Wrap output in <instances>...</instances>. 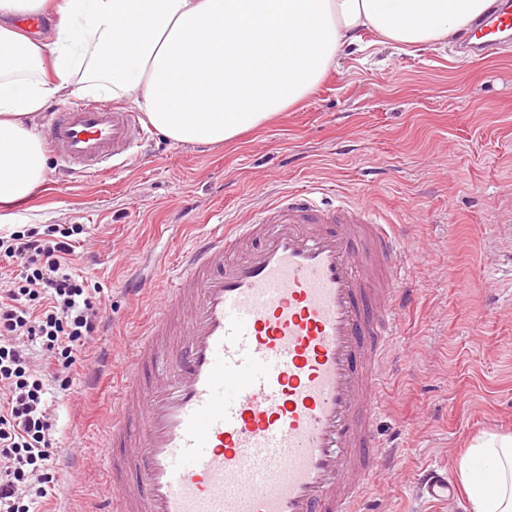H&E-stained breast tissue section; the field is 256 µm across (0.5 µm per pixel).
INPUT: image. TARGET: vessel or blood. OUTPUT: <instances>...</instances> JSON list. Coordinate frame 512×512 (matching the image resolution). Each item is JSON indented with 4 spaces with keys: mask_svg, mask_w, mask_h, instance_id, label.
I'll list each match as a JSON object with an SVG mask.
<instances>
[{
    "mask_svg": "<svg viewBox=\"0 0 512 512\" xmlns=\"http://www.w3.org/2000/svg\"><path fill=\"white\" fill-rule=\"evenodd\" d=\"M512 40V5L473 24L463 50ZM44 140L65 169L96 174L142 141L139 113L78 101ZM405 241L372 204L290 191L242 224L201 234L132 295L162 296L100 444L110 496L92 512H364L387 452L376 436L383 374L414 301ZM430 498L447 476L423 474Z\"/></svg>",
    "mask_w": 512,
    "mask_h": 512,
    "instance_id": "obj_1",
    "label": "vessel or blood"
}]
</instances>
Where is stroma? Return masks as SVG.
I'll return each mask as SVG.
<instances>
[{
	"label": "stroma",
	"instance_id": "obj_1",
	"mask_svg": "<svg viewBox=\"0 0 512 512\" xmlns=\"http://www.w3.org/2000/svg\"><path fill=\"white\" fill-rule=\"evenodd\" d=\"M343 50L317 89L234 142L179 145L149 131L101 175L46 179L21 204L32 226L77 224L72 272L97 289L106 325L69 390L51 382L53 486L34 512H87L106 493L99 436L137 334L156 300L130 297L160 253L218 224H239L283 190L319 184L325 203L369 200L407 239L416 298L398 325L384 383L383 443H398L367 493L374 512H465L416 483L456 476L489 433L512 434V46L464 57L459 34L418 49Z\"/></svg>",
	"mask_w": 512,
	"mask_h": 512
}]
</instances>
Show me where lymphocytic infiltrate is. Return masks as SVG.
Listing matches in <instances>:
<instances>
[{"label": "lymphocytic infiltrate", "mask_w": 512, "mask_h": 512, "mask_svg": "<svg viewBox=\"0 0 512 512\" xmlns=\"http://www.w3.org/2000/svg\"><path fill=\"white\" fill-rule=\"evenodd\" d=\"M27 229L0 237V254L19 269L13 287L0 289V512H30L47 497L53 459L47 379L62 389L104 318L84 282L69 272L71 238ZM53 362L31 365L33 346Z\"/></svg>", "instance_id": "obj_1"}]
</instances>
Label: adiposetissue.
I'll use <instances>...</instances> for the list:
<instances>
[{
  "mask_svg": "<svg viewBox=\"0 0 512 512\" xmlns=\"http://www.w3.org/2000/svg\"><path fill=\"white\" fill-rule=\"evenodd\" d=\"M492 0H0V203L28 197L48 159L30 119L64 95L131 99L176 144H219L310 96L340 48L371 30L420 47ZM52 17L33 40L10 22ZM465 512H512V435L470 448Z\"/></svg>",
  "mask_w": 512,
  "mask_h": 512,
  "instance_id": "1",
  "label": "adipose tissue"
}]
</instances>
